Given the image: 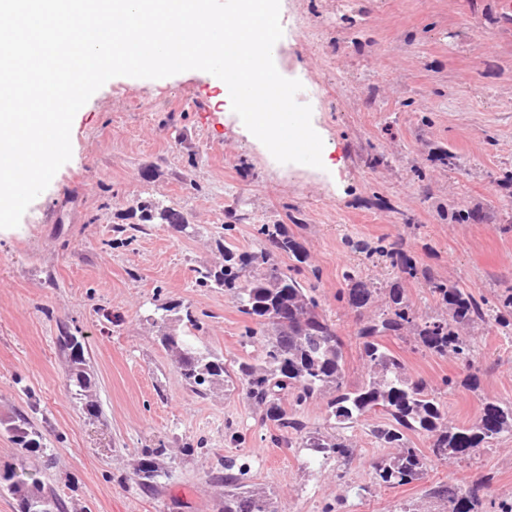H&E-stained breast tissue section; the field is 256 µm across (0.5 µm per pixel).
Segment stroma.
<instances>
[{
  "label": "stroma",
  "mask_w": 512,
  "mask_h": 512,
  "mask_svg": "<svg viewBox=\"0 0 512 512\" xmlns=\"http://www.w3.org/2000/svg\"><path fill=\"white\" fill-rule=\"evenodd\" d=\"M275 64L300 80L296 99L331 163L282 166L224 98V83L198 71L162 79L119 76L76 113L72 156L24 213L0 232V472L35 469L65 512H221L224 464L251 467L250 482L278 512H391L402 501L438 512L441 483L492 476L512 499V437L476 456L434 462L422 480L372 483L386 455L369 423L349 430L348 458L312 459L272 445L239 391L206 396L182 381L152 318L157 304L189 306L199 344L226 364L254 356L245 320L223 290L201 288L195 268L222 264L215 241L254 244L255 227L281 223L302 244L301 281L336 322L350 382L365 372L356 317L338 293L346 269L383 288L388 258L352 249L398 244L418 267L494 297L512 286V24L499 0H281ZM163 202L187 224H144L136 204ZM82 336L98 414L67 383L61 331ZM478 385L453 359L411 352L410 375L442 388L448 418L472 422L484 398L512 402V334L474 323ZM452 378L443 389L444 378ZM25 415L44 452L17 445L6 421ZM243 436L231 442L225 425ZM159 448L154 491L128 481L131 458Z\"/></svg>",
  "instance_id": "35a3bbf8"
}]
</instances>
